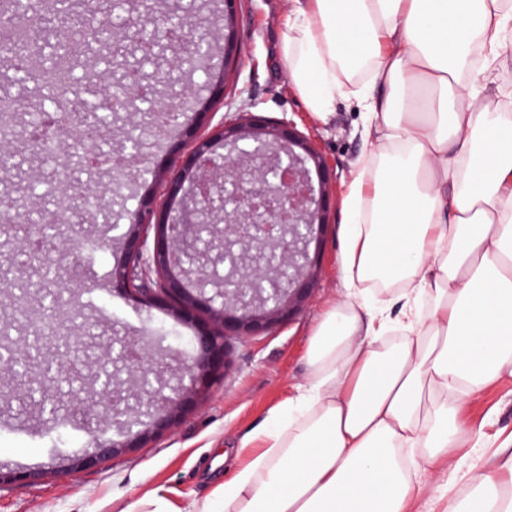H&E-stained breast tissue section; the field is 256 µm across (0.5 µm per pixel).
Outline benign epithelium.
I'll return each mask as SVG.
<instances>
[{
  "label": "benign epithelium",
  "instance_id": "benign-epithelium-1",
  "mask_svg": "<svg viewBox=\"0 0 512 512\" xmlns=\"http://www.w3.org/2000/svg\"><path fill=\"white\" fill-rule=\"evenodd\" d=\"M239 0H224V62H234L233 20ZM187 55H208L210 40L192 35ZM141 84L108 86L100 93V111L139 112V102L148 100ZM82 157L97 167L113 166L124 155H140L139 146L123 147L108 156L101 155L94 143L106 130L84 123L75 124ZM192 146L159 165L143 164L134 179L162 190L167 207L158 209L146 200L133 214L126 229L114 224L108 230H121L125 251L111 271L113 291L146 307L164 309L188 319L194 313L208 312L188 340V353L181 344L167 346L166 355L184 358L185 364L168 392L155 396L148 374L151 344L146 334L125 336L119 357L143 374L136 394L146 408V419L127 417L125 400L108 389L112 373L102 368L103 388L82 407L92 421L102 412L112 415L117 426L115 437L100 431L92 433L91 448L77 456L83 466H94L118 448H135L148 434L172 426L180 413L197 396L217 383L230 369L226 341L233 336H256L273 325L290 320L313 289L320 266L321 233L330 224L327 196V165L311 142L288 120L267 122L252 112H242L232 124H222L207 137L192 136ZM221 143L224 152L215 149ZM319 177L314 187L311 173ZM62 211H49L44 223L31 225L26 233L39 238L41 248L33 253L24 241L15 246L38 264L49 263L64 277L69 270L71 240L77 226L69 225L56 235L50 231L60 222ZM224 223L215 232L224 235L231 249L229 260L237 271V281L207 295L210 257L199 248L205 224ZM155 228L153 247H148V230ZM156 283L148 288L146 284ZM69 301L40 307L27 316L29 325L45 336L49 351L77 343L81 337L61 315Z\"/></svg>",
  "mask_w": 512,
  "mask_h": 512
}]
</instances>
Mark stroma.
I'll list each match as a JSON object with an SVG mask.
<instances>
[{"label":"stroma","instance_id":"1","mask_svg":"<svg viewBox=\"0 0 512 512\" xmlns=\"http://www.w3.org/2000/svg\"><path fill=\"white\" fill-rule=\"evenodd\" d=\"M109 4L110 0H94L90 5L77 0L71 12L44 16L36 36L41 39L56 34L67 27L70 13L84 11L98 18L111 16L112 36L121 38L125 26L137 23L141 9L137 0H129L119 12L110 11ZM292 7L293 0H241L236 19L240 59L230 75L225 74L224 58L219 54L213 57L210 74H190L183 62L184 44L162 40L154 64L163 72L164 80L154 85L152 93L182 104L181 121L187 124L194 118L195 99L208 96V75L221 76L225 79L224 98L212 103L203 132L231 122L237 113L255 112L290 120L312 140L333 175L332 223L324 236L322 268L313 294L290 323L261 336L230 339V371L171 429L145 440L141 447L81 470H68L67 460L88 445L86 430L71 428L65 436H58L47 421L41 397L29 392L39 377L40 364L52 361V354L36 353L24 373L0 364V424L14 422L20 426L16 434L0 431V466L37 473L36 479L0 486V512H125L153 490L175 512H187L192 501L204 499L215 486L233 477L240 463L237 451L241 439L262 430L271 410L306 383V353L312 331L326 310L347 298L341 253L343 200L351 173L362 156L379 153L381 146L375 135L369 134L366 114L353 94L337 96L335 112L322 122L309 112L290 84L279 55V41ZM478 83L490 111L512 113V47L489 63ZM48 88L43 80H16L10 62L0 59V95H9L16 102L10 130L0 132V153L15 155L14 166L0 170V194H11L18 202L17 219L0 220V337L20 347L33 345L35 333L21 306L49 305L50 294L60 283L46 278L43 268L19 256L14 240L21 236L27 217L65 206L68 221L79 225L81 231L70 246V277L94 283L89 291L73 289L72 325L78 328L90 323L96 331L87 338L85 348L71 353L64 364L73 376L72 387L62 388L54 396L60 416L70 419L80 400L97 389L96 377L110 357L100 333L122 336L131 329L152 325L164 327L172 336L189 337L194 328L166 310L149 311L112 292L110 273L122 256L121 241H112L92 257L84 250V240L93 238L105 221L129 223L144 190L130 174L84 169L78 150L50 164L34 148H23L35 105ZM149 121L143 113H113L108 135L116 146L127 136H142V151L147 157L186 147L187 141L179 132L142 135ZM76 181L111 202V217L72 199L71 185ZM457 405L458 443L449 449L441 467L424 474L420 512H446L448 501L441 493L448 482H455V494L465 491L467 482L457 469L464 454L476 446L494 449L512 440V377L461 397Z\"/></svg>","mask_w":512,"mask_h":512}]
</instances>
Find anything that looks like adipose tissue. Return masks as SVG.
Instances as JSON below:
<instances>
[{
  "label": "adipose tissue",
  "instance_id": "ef3b65f1",
  "mask_svg": "<svg viewBox=\"0 0 512 512\" xmlns=\"http://www.w3.org/2000/svg\"><path fill=\"white\" fill-rule=\"evenodd\" d=\"M288 78L327 120L355 77L383 151L344 201L347 300L316 326L308 382L193 512H412L457 438L452 394L512 375V113L476 77L512 36L505 0H294ZM430 313L398 344L368 284ZM465 464L451 512H512V448Z\"/></svg>",
  "mask_w": 512,
  "mask_h": 512
}]
</instances>
